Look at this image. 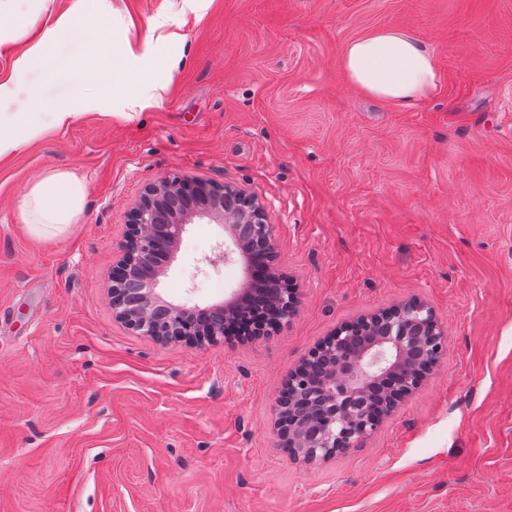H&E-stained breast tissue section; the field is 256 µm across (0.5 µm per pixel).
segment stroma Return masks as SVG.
<instances>
[{
    "instance_id": "35a3bbf8",
    "label": "stroma",
    "mask_w": 512,
    "mask_h": 512,
    "mask_svg": "<svg viewBox=\"0 0 512 512\" xmlns=\"http://www.w3.org/2000/svg\"><path fill=\"white\" fill-rule=\"evenodd\" d=\"M111 5L131 81L0 158V512H512V0ZM380 28L434 51L431 99L398 108L349 82L346 43ZM143 79L160 99L121 118ZM66 92L35 67L0 110ZM50 172L87 195L69 236L38 241L21 204ZM172 174L267 204L300 292L273 336L165 345L114 319L127 212ZM227 240L189 225L165 297L246 287L214 255ZM412 297L446 326L445 361L364 447L294 461L274 426L290 372L340 323Z\"/></svg>"
}]
</instances>
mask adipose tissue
I'll list each match as a JSON object with an SVG mask.
<instances>
[{
    "label": "adipose tissue",
    "instance_id": "adipose-tissue-1",
    "mask_svg": "<svg viewBox=\"0 0 512 512\" xmlns=\"http://www.w3.org/2000/svg\"><path fill=\"white\" fill-rule=\"evenodd\" d=\"M111 14L109 0H96L91 10L75 6L57 15L53 25L15 59L11 76L0 82V102L16 97L26 73L37 65L62 74L69 94L49 110L35 99L30 111H0V157L35 142L48 130L71 124L89 88L109 94L127 82L124 61L134 57L135 48L128 42L116 47ZM89 29L95 37L87 42L83 34ZM342 67L365 96L396 107L424 100L438 88L435 53L398 29H380L350 40ZM86 194L85 183L70 173H51L35 182L21 206L28 235L43 241L66 237L83 210Z\"/></svg>",
    "mask_w": 512,
    "mask_h": 512
}]
</instances>
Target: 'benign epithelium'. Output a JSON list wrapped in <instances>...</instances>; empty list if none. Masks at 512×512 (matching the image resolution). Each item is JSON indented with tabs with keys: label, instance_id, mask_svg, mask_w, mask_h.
Instances as JSON below:
<instances>
[{
	"label": "benign epithelium",
	"instance_id": "benign-epithelium-1",
	"mask_svg": "<svg viewBox=\"0 0 512 512\" xmlns=\"http://www.w3.org/2000/svg\"><path fill=\"white\" fill-rule=\"evenodd\" d=\"M202 221L237 232L231 237L236 248L251 243L250 252L240 253L246 276L258 267L267 272L253 291L266 302L267 312L245 329L247 336H269L289 323L298 309L299 289L280 268L265 204L234 184L171 175L144 186L129 210L109 287L115 319L163 344L215 343L240 332L235 319L251 304L247 292L202 308L175 304L158 291L187 226ZM358 329L364 338L356 351L312 380L311 364L351 342ZM447 341L433 309L417 298L337 326L280 391L275 425L283 446L294 458L313 462L361 444L440 363Z\"/></svg>",
	"mask_w": 512,
	"mask_h": 512
}]
</instances>
